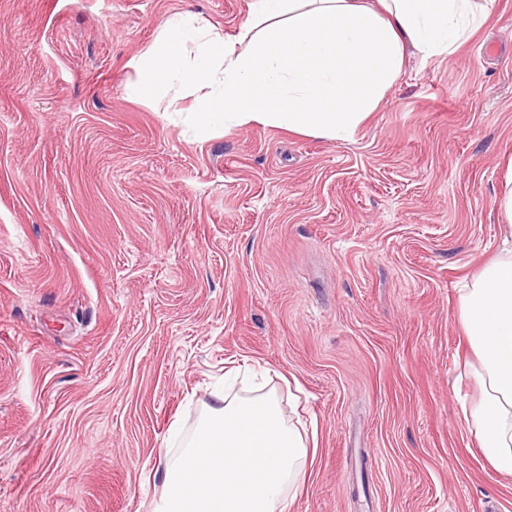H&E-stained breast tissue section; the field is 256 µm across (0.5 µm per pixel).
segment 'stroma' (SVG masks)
<instances>
[{
  "label": "stroma",
  "instance_id": "obj_1",
  "mask_svg": "<svg viewBox=\"0 0 512 512\" xmlns=\"http://www.w3.org/2000/svg\"><path fill=\"white\" fill-rule=\"evenodd\" d=\"M248 9L0 0V512H154L237 368L316 435L288 512H512L459 322L512 189V0L348 141L128 96L168 14Z\"/></svg>",
  "mask_w": 512,
  "mask_h": 512
}]
</instances>
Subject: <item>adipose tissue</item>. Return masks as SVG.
I'll return each instance as SVG.
<instances>
[{"mask_svg":"<svg viewBox=\"0 0 512 512\" xmlns=\"http://www.w3.org/2000/svg\"><path fill=\"white\" fill-rule=\"evenodd\" d=\"M235 39L175 11L131 62L133 97L165 101L200 135L253 124L351 139L407 50L453 56L484 24L477 0H251ZM193 98L191 108H180ZM502 249L461 288L459 318L481 386L462 420L492 467L512 475V191L498 201ZM308 438L274 392L213 394L182 454L165 466L156 512H288Z\"/></svg>","mask_w":512,"mask_h":512,"instance_id":"obj_1","label":"adipose tissue"}]
</instances>
